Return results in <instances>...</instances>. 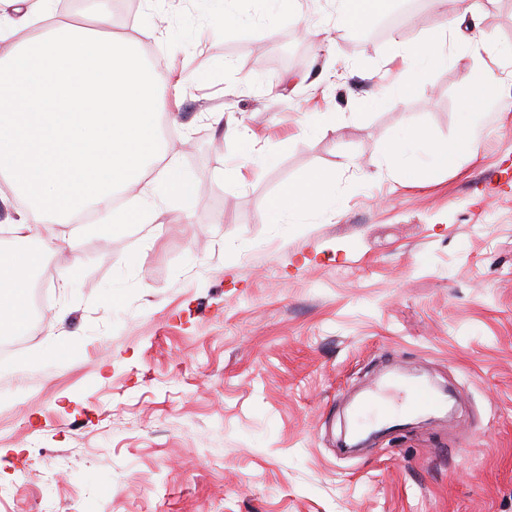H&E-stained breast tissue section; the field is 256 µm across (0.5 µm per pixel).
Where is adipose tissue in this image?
Instances as JSON below:
<instances>
[{
	"label": "adipose tissue",
	"instance_id": "1",
	"mask_svg": "<svg viewBox=\"0 0 512 512\" xmlns=\"http://www.w3.org/2000/svg\"><path fill=\"white\" fill-rule=\"evenodd\" d=\"M20 15L0 19V202L24 200L11 219L21 239L41 238L42 248L0 251V333L29 320L31 274L54 243L46 231L71 223L91 208L100 219L101 238L130 224H144L154 204L138 186L167 153L158 134L160 77L147 65L133 40H115L108 13L90 30L64 20L55 0H19ZM30 37L17 40L20 30ZM401 65L387 95L407 96L429 72L447 64L441 46L402 49ZM488 69L461 94L463 121L456 138L426 143L429 161L412 166L411 181L432 169L452 168L461 153L477 154L489 113L483 105L503 84ZM333 194L324 171L289 185L268 206L273 221L287 214L317 212Z\"/></svg>",
	"mask_w": 512,
	"mask_h": 512
}]
</instances>
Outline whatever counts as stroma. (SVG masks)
<instances>
[{"mask_svg": "<svg viewBox=\"0 0 512 512\" xmlns=\"http://www.w3.org/2000/svg\"><path fill=\"white\" fill-rule=\"evenodd\" d=\"M75 2L72 22L109 11L114 38L163 60L159 127L199 190L107 240L55 225L40 324L0 356V512H512V85L452 169L413 184L382 151L456 136L461 92L491 60L512 69V0H455L478 9L477 54L435 0L357 28L337 0H166L159 28L147 0L131 23L128 0ZM418 42L447 65L382 98ZM211 112L271 161L246 164ZM308 112L336 120L310 134ZM314 170L335 210L271 223ZM389 372L450 390L452 411L341 453L350 405Z\"/></svg>", "mask_w": 512, "mask_h": 512, "instance_id": "stroma-1", "label": "stroma"}]
</instances>
